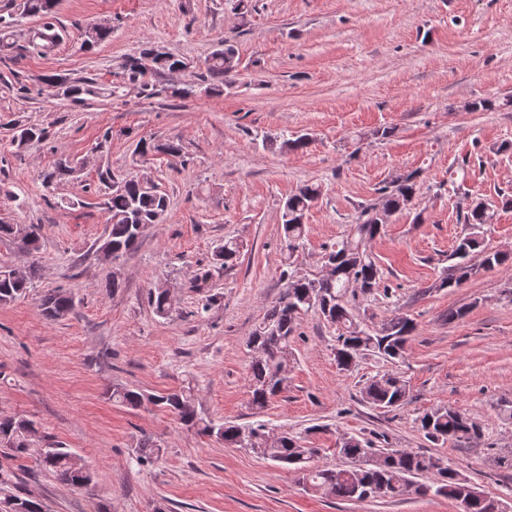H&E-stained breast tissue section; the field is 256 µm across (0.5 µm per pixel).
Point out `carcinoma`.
<instances>
[{"instance_id":"1","label":"carcinoma","mask_w":512,"mask_h":512,"mask_svg":"<svg viewBox=\"0 0 512 512\" xmlns=\"http://www.w3.org/2000/svg\"><path fill=\"white\" fill-rule=\"evenodd\" d=\"M56 0H10V8L0 12V35L6 34L26 17H35L40 25L33 31L30 45L41 54L51 51L55 37ZM111 36V29L103 24L90 25L80 34V49L92 52ZM150 49L144 48L139 56H129L118 66L114 76L118 83L112 86L113 96L122 92L123 85L141 83L146 72L159 77L181 72L188 67L183 57L169 52L151 59L150 69H145L140 58ZM239 56L236 46L229 40L218 44L205 59L203 80L209 82L207 91L224 93V86L231 83L237 72ZM44 81L57 88V95L74 103L98 95L97 83L92 79L71 81L60 75H46ZM46 138L45 130L28 125L14 127L13 140L18 144L40 142ZM143 160L159 153L173 159L183 157V146L177 140L164 142L141 140L136 146ZM80 162L68 157L56 160L50 169L40 174L44 187L51 189L75 177ZM99 183L105 185V209L108 214L107 241L112 245L111 259L133 250L147 226L162 222L169 208V197L146 177L119 178L110 169L98 172ZM420 171L397 172L379 189V202L362 209L358 222L351 225L348 235L332 246L324 248L323 260L332 268L327 277L296 276L283 272L284 290L279 299L265 313L250 337L256 350L250 366L249 405L260 411L269 401L288 386V366L292 360L289 339L301 320L311 312L321 315L339 330L336 337V362L343 369H350L359 358L372 353L385 360L403 356L407 343L414 336L416 324L410 317L395 313L371 331L361 326L356 311L363 302L376 294L380 285V272L369 244L380 235L387 218L407 209L420 193ZM322 195L321 186L306 183L288 195L281 211L282 230L288 255L304 245L307 225L304 219ZM490 218L488 207L476 202L462 213L463 223L471 232L459 240L451 254L454 263L448 274L440 280L439 287L460 286L478 270L512 265V255L507 252L488 251L481 248L480 228ZM9 242L31 257L24 268H17L0 259V305L13 303L26 296L39 275L43 234L38 224H0V242ZM243 242L227 239L215 254L225 266L238 261ZM148 301L156 314L165 317L174 309L172 296L157 287L149 289ZM74 294L55 288L42 298L43 315L57 321L75 308ZM112 401L123 406L138 408L145 403L170 412L189 430L205 436H214L229 447H241V437L250 440L248 449L271 461L277 462L298 475L303 487L315 494L344 501L367 499H402L410 493L443 496L452 501L471 494L474 487L459 470L433 454H396L393 448H376L373 442L354 436L344 437L336 448L338 455L348 464L335 468H320L313 464L316 448L304 446L297 435L284 432L276 439H269L265 425L242 427L234 424H216L198 413L191 391L180 389L158 394H147L117 386L111 392ZM366 403L386 411L397 409L410 401L406 381L393 374L374 377L363 388ZM419 430L431 442L453 441L466 444L481 433V427L465 412L455 408H437L424 412L418 418ZM37 428L33 420L24 416L0 418V449L9 456L20 458L35 443ZM137 459L153 462L162 456L163 448L150 435H142L135 446ZM39 470L56 481L73 487H83L93 481V475L83 469L79 459L68 448L51 443L36 459ZM421 476L425 483L413 478ZM0 512H42V505L24 493H11L0 499Z\"/></svg>"}]
</instances>
